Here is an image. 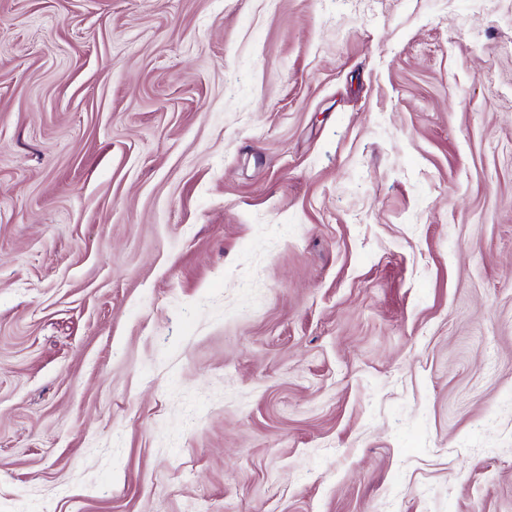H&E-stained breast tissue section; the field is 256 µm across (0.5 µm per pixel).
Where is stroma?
<instances>
[{
  "mask_svg": "<svg viewBox=\"0 0 512 512\" xmlns=\"http://www.w3.org/2000/svg\"><path fill=\"white\" fill-rule=\"evenodd\" d=\"M0 512H512V0H0Z\"/></svg>",
  "mask_w": 512,
  "mask_h": 512,
  "instance_id": "35a3bbf8",
  "label": "stroma"
}]
</instances>
